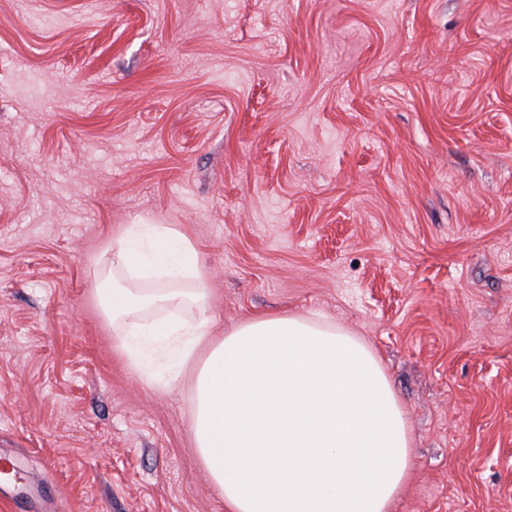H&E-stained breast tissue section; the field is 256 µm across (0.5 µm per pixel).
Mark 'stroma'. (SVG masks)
Instances as JSON below:
<instances>
[{"label":"stroma","instance_id":"obj_1","mask_svg":"<svg viewBox=\"0 0 512 512\" xmlns=\"http://www.w3.org/2000/svg\"><path fill=\"white\" fill-rule=\"evenodd\" d=\"M167 224L207 302L383 362L391 512H512V0H0V512H227L193 365L135 366L109 287Z\"/></svg>","mask_w":512,"mask_h":512}]
</instances>
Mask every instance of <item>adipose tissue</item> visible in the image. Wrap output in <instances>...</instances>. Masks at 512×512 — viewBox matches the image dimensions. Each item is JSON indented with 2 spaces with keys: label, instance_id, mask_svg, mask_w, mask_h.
Here are the masks:
<instances>
[{
  "label": "adipose tissue",
  "instance_id": "adipose-tissue-1",
  "mask_svg": "<svg viewBox=\"0 0 512 512\" xmlns=\"http://www.w3.org/2000/svg\"><path fill=\"white\" fill-rule=\"evenodd\" d=\"M117 256L138 275H198L191 242L165 224L133 225ZM185 297L176 288L108 294L113 317L129 332L171 341L180 364L206 336V321L146 328L136 313L148 300ZM195 390V445L228 512H390L407 483L404 414L376 355L347 330L255 316L212 346Z\"/></svg>",
  "mask_w": 512,
  "mask_h": 512
}]
</instances>
